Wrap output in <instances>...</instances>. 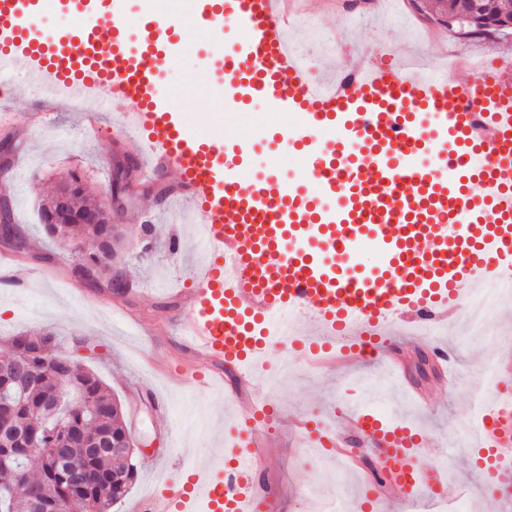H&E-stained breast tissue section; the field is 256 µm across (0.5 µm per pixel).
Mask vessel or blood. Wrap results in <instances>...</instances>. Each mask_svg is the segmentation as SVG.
Wrapping results in <instances>:
<instances>
[{
	"instance_id": "obj_1",
	"label": "vessel or blood",
	"mask_w": 512,
	"mask_h": 512,
	"mask_svg": "<svg viewBox=\"0 0 512 512\" xmlns=\"http://www.w3.org/2000/svg\"><path fill=\"white\" fill-rule=\"evenodd\" d=\"M189 2L223 52L225 86L297 116L299 130L280 128L278 145L301 154L298 179L245 177L252 138L208 139L184 123L145 63L173 57V17L143 13L134 45L125 0H66L84 24L58 36L39 33L38 0H0V80L32 90V120L51 103L91 122L112 100L134 103L115 128L141 160V178L180 195L206 227V257L177 323L182 380L220 383L225 366H259L273 323L289 347L355 350L395 375L391 320L444 314L488 283L512 281V69L457 62L431 71L426 52H379L318 83L283 0ZM104 26L111 39L100 38ZM228 28L245 37L227 49ZM309 181L319 194L305 191ZM365 246L379 258L370 272L356 262ZM300 310L311 313L308 327L295 324ZM276 411L264 399L236 418L248 438L229 451L234 467L216 458L164 476L138 512H257L270 493L256 487L253 451L261 415ZM346 422L388 468L377 500L467 492L456 471L422 468L429 449L406 430L360 410ZM476 439L497 459L485 478L500 512H512L511 395L484 410Z\"/></svg>"
}]
</instances>
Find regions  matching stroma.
<instances>
[{
  "mask_svg": "<svg viewBox=\"0 0 512 512\" xmlns=\"http://www.w3.org/2000/svg\"><path fill=\"white\" fill-rule=\"evenodd\" d=\"M161 14L179 12V29L190 42L180 58L160 70L165 87L175 97L180 112L201 135L224 139L240 133L258 143L247 163L251 176L277 169L297 176L300 156L279 149L267 133L269 111L264 102L239 109L224 87L220 65L212 58L210 36L188 12L178 11L174 0H127V14L137 17L148 4ZM436 0H408L399 18L383 26L359 28L358 36L369 49H416L421 40H441L450 60L462 63L492 55L512 59V33L480 39L439 21ZM28 90H14L13 108L0 114V195L11 203L15 224L26 233L23 249L0 243V256L17 258L29 270V285L0 289V348L8 337L23 332H53L57 349L87 369L119 400L124 420L137 452V479L129 493L113 504L111 512H136V506L160 471L178 474L185 462L181 449H191L195 462L208 461L214 448L225 444L224 419L239 410L235 397L237 378L224 372L220 391L182 387L175 363L180 354L173 336L164 332L182 309L176 289L191 282L192 272L204 254L192 236L186 210H167L164 198L143 187H127L121 193L123 230L115 267L127 284L125 293L95 288L73 272L76 256H62L39 220L38 206L69 172L85 179L88 201L100 200L112 181L111 158L117 152L112 137L115 115L131 111L130 103L116 100L103 113L100 127L86 128L76 112H50L43 123H32L26 111ZM180 236L185 246L170 251L168 240ZM440 340L454 346L452 369L455 383L436 373L416 379L414 362L421 350L412 341L411 324L395 322V352L403 366L404 382L381 384L383 374L373 360H358L314 371L294 360L281 387L271 395L288 415L309 413L331 420L337 409L355 402H374L379 416L404 420L411 432L426 439L431 453L423 467L445 464L465 474L470 482L467 497L460 499L461 512H499L496 501L482 487V476L464 453L462 442L475 422L473 399L481 393L478 382L489 346L499 345L501 335L472 336L453 311L437 317ZM166 401V415L150 403L151 392ZM260 483L277 492V512H314L316 504L305 499L311 483H319L326 498L342 500L345 512H359L367 502V475L358 469L340 470L331 456L316 458L301 445L288 425L265 434Z\"/></svg>",
  "mask_w": 512,
  "mask_h": 512,
  "instance_id": "stroma-1",
  "label": "stroma"
}]
</instances>
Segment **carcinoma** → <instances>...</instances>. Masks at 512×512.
<instances>
[{
    "instance_id": "1",
    "label": "carcinoma",
    "mask_w": 512,
    "mask_h": 512,
    "mask_svg": "<svg viewBox=\"0 0 512 512\" xmlns=\"http://www.w3.org/2000/svg\"><path fill=\"white\" fill-rule=\"evenodd\" d=\"M47 233L66 238L76 243L102 239L112 240L110 224H48ZM112 249H96L81 255L77 270L92 271L90 281H97L100 274L112 267ZM29 363L31 372L25 387V403L17 407L21 421L33 422L37 426L36 439L44 446L69 448V454L84 477L79 485L69 484L50 465L41 464L39 473H31L30 458L17 455L14 469L4 475L6 484L23 491L37 492L46 501L54 503L73 498L83 503L90 512H109L110 506L124 498L137 471L126 465L124 458L115 453L110 456L91 457L84 451L83 441H92L99 434L113 437L117 446L124 445L127 430L123 425L121 406L108 393L102 382L92 373L80 370L70 359L56 352V338L51 332L38 335L17 334L6 345L0 356V387L10 385L19 361ZM59 387L77 388L99 413L96 418L78 409L62 415V422H54L45 401Z\"/></svg>"
}]
</instances>
